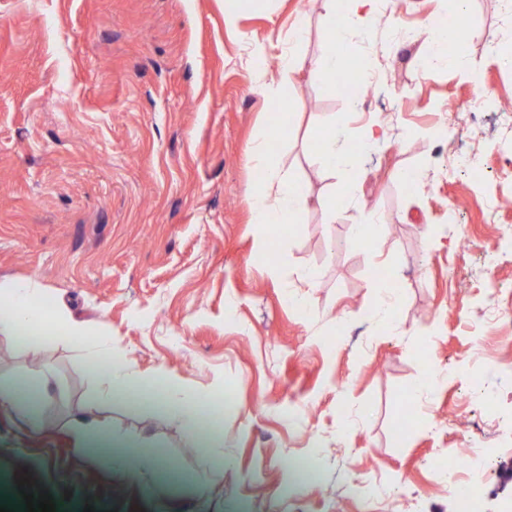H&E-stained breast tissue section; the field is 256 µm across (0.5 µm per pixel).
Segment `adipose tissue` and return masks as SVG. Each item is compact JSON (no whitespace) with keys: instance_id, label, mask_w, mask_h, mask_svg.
I'll return each mask as SVG.
<instances>
[{"instance_id":"adipose-tissue-1","label":"adipose tissue","mask_w":512,"mask_h":512,"mask_svg":"<svg viewBox=\"0 0 512 512\" xmlns=\"http://www.w3.org/2000/svg\"><path fill=\"white\" fill-rule=\"evenodd\" d=\"M252 162L261 174L250 197L253 224L264 230L298 223L303 205L310 200L304 184L283 172L266 142L254 145ZM18 336L26 337L27 347L33 351L45 337H66L87 363L104 399H111L113 390L126 388L134 380L127 359L114 354L110 341L87 334L60 304L30 282L0 286V337L11 340ZM163 395L171 412L188 425L195 422L200 407L209 399L208 393L173 380L165 383Z\"/></svg>"}]
</instances>
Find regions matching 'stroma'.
I'll return each instance as SVG.
<instances>
[{"mask_svg":"<svg viewBox=\"0 0 512 512\" xmlns=\"http://www.w3.org/2000/svg\"><path fill=\"white\" fill-rule=\"evenodd\" d=\"M455 19L481 88L421 68L428 23ZM332 23L323 0H254L231 27L224 0H0V283L34 281L137 378L101 405L67 340L33 352L0 339V379L41 396L32 422L0 408V507L25 512V478L56 512H459L439 466L471 439L512 442V341L487 323L490 296L512 301V63L496 51L512 45V0L463 14L456 0H388L347 35L384 76L366 90L350 70V97L318 80ZM256 41L269 78L283 56L296 68L279 101L253 87ZM326 113L341 146L379 138L357 193L321 159ZM262 139L313 198L298 225L270 229L264 261L249 206ZM460 151L482 179L449 167ZM370 212L382 233L353 239ZM388 274L401 294L389 330L374 314ZM290 289L308 291L310 314ZM478 346L500 369L475 383L460 370ZM436 374L445 383L420 393ZM170 378L213 399L193 430L162 398ZM479 383L499 389L495 416ZM81 417L112 429L97 451L76 449ZM129 449L154 460L142 477L108 464ZM475 495L512 512V451Z\"/></svg>","mask_w":512,"mask_h":512,"instance_id":"1","label":"stroma"}]
</instances>
